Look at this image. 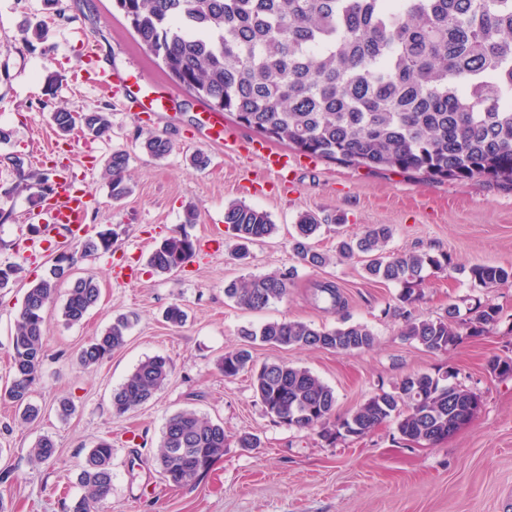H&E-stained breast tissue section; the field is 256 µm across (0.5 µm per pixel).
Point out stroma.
<instances>
[{
	"instance_id": "35a3bbf8",
	"label": "stroma",
	"mask_w": 512,
	"mask_h": 512,
	"mask_svg": "<svg viewBox=\"0 0 512 512\" xmlns=\"http://www.w3.org/2000/svg\"><path fill=\"white\" fill-rule=\"evenodd\" d=\"M47 23L45 39L33 31ZM136 77L140 96L162 100V112L132 107L123 86L104 92L88 81L90 65ZM109 112L108 138L61 136L50 120L56 107ZM205 106L170 78L142 46L112 0H0V264L27 256L20 281L0 290V389L11 379L9 336L30 281L47 277L53 244L78 238L56 229L50 241L33 235L34 211L44 188L35 172L81 173L89 233L111 231L112 250L85 256L72 279L59 281L45 312V354L33 401L41 413L31 424L15 418L0 397V512H67L82 495L77 477L96 442L110 440L112 495L98 512H512V378L491 375L489 357L512 358V281L485 288L470 278L477 264L512 266V185L480 177L436 181L415 172L367 169L289 149L224 118L225 140L214 144L201 123ZM168 138L172 152L160 159L142 152L147 133ZM288 156L285 178L270 173L250 145ZM130 156L134 188L113 201L105 167L113 151ZM208 157L204 169L190 158ZM242 202L266 211L278 232L250 245L246 260L233 258V235L224 209ZM197 220L184 221L186 210ZM318 216L322 227L314 250L331 255L320 268L299 265L290 236L300 214ZM374 224L393 231L394 254L426 250L447 255L448 267L429 270L413 305L398 300L400 287L369 278L360 256L340 258V237L361 235ZM188 235L195 257L181 270L160 274L150 252L172 234ZM295 269L286 298L254 312L225 298L226 282ZM93 277L100 299L81 323L62 320L73 278ZM334 283L344 300L331 310L315 289ZM481 299L497 306L499 321L485 336L462 337L453 348L430 352L403 334L407 317L436 319L449 305ZM173 304L183 307V325L166 322ZM136 312L125 346L99 367L82 369L80 349L121 313ZM315 327L362 324L374 334L363 351L282 349L245 344L241 327L281 319ZM249 347L255 363L284 361L305 367L336 395V413L354 412L366 399L388 391L405 376L455 371L477 393L473 420L437 444L403 442L394 421L361 438L325 443L317 430L274 421L251 386L249 372L227 378L218 367L224 352ZM161 355L172 373L146 405L112 413V391L142 360ZM74 412L61 417L58 402ZM193 409L224 426L221 458L195 482L180 488L162 478L156 459L161 431L173 413ZM251 433L259 447L242 448ZM43 435L57 444L54 461L32 463L29 451Z\"/></svg>"
}]
</instances>
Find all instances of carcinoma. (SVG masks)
<instances>
[{
  "label": "carcinoma",
  "mask_w": 512,
  "mask_h": 512,
  "mask_svg": "<svg viewBox=\"0 0 512 512\" xmlns=\"http://www.w3.org/2000/svg\"><path fill=\"white\" fill-rule=\"evenodd\" d=\"M132 30L168 74L213 112L298 152L369 169H399L435 180L482 177L512 185V0H114ZM66 136L75 128L94 137L109 136L112 123L101 110L74 112L59 107L51 115ZM140 147L153 157L172 151L170 140L149 135ZM106 175L112 198L130 195L129 155L115 151ZM235 241L233 251L247 256L248 244L269 238L277 227L270 216L245 203L224 210ZM320 224L312 214L295 225L293 250L309 267L330 257L311 249L308 239ZM392 230L368 229L355 242L337 246L341 256L361 253L366 273L401 286L398 299L410 305L429 268L444 269L448 256L414 251L394 256L387 250ZM50 275L27 287L10 336L12 378L4 396L22 420L37 418L31 395L44 358V312L53 302L55 280L69 275L76 254L64 247ZM112 251V234L84 241L83 254ZM196 245L175 234L152 251L148 264L169 274L184 266ZM479 285L512 279V267L475 265ZM294 272H279L225 285L224 295L238 306L262 311L288 294ZM90 278H79L61 307L68 324L82 321L99 300ZM465 320L466 335L484 336L496 326L499 310L476 301ZM459 307L446 316L407 318L404 334L429 351L459 342ZM130 319L121 315L82 348L79 361L90 369L126 343ZM239 335L277 347L361 351L374 342L364 325L316 328L281 319L244 327ZM246 349L227 351L219 360L230 378L249 368ZM490 373L512 375V358L494 355ZM251 369V368H249ZM253 388L267 414L297 429L318 428L334 444L344 427L367 434L393 419L405 441L437 443L466 423L469 396L450 387L442 374L413 373L390 392L369 397L350 415L335 414L334 390L310 370L283 361L251 369ZM170 361L160 355L141 361L112 391V412L124 415L147 404L166 383ZM224 426L195 410L171 415L162 430L160 474L183 487L207 472L224 454ZM112 443L90 449L80 474L86 494L68 512H92L91 505L112 495ZM57 455L52 437H39L31 459L48 463Z\"/></svg>",
  "instance_id": "1"
}]
</instances>
